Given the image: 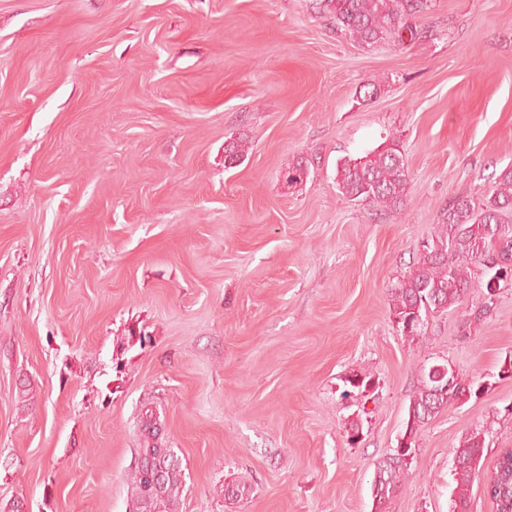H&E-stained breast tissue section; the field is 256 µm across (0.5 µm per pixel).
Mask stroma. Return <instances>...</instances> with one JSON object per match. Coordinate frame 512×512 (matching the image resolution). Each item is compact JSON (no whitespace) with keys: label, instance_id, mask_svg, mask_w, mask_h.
Listing matches in <instances>:
<instances>
[{"label":"stroma","instance_id":"35a3bbf8","mask_svg":"<svg viewBox=\"0 0 512 512\" xmlns=\"http://www.w3.org/2000/svg\"><path fill=\"white\" fill-rule=\"evenodd\" d=\"M415 25L365 47L316 0H0V512H133L148 413L180 464L175 512H452L472 430L469 512H495L512 285L414 343L388 291L440 210L512 164V0H431ZM392 141L407 205L346 199L337 162ZM433 363L491 387L422 428L377 505ZM230 481L251 494L225 501ZM484 448V437L480 432H468L455 450L456 468L454 470L453 488L454 512H468L469 491L476 477V468Z\"/></svg>","mask_w":512,"mask_h":512}]
</instances>
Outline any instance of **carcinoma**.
<instances>
[{"mask_svg": "<svg viewBox=\"0 0 512 512\" xmlns=\"http://www.w3.org/2000/svg\"><path fill=\"white\" fill-rule=\"evenodd\" d=\"M336 30L362 46L403 43L404 31H414L412 20L429 7V0H320ZM309 167L298 162L285 172L288 187L303 183ZM336 186L349 200L376 209H398L407 203L409 173L403 153L391 143L365 155L340 161ZM512 269V166L505 167L482 199L459 196L440 213L434 232L421 245L416 262L390 289V319L399 335L413 341L424 335L429 318L475 296L467 323H479L492 314L496 300L490 288L499 270ZM453 400L438 395L432 382L420 384L410 398L401 437H410L403 452L390 451L376 466L374 484L379 500L398 492L417 464L416 439L429 421ZM484 448L481 433L471 431L455 450L454 512H468L469 491ZM489 496L496 512H512V451L500 454ZM133 512H168L180 493L179 463L169 448L157 444L152 416L142 424L140 448L128 475Z\"/></svg>", "mask_w": 512, "mask_h": 512, "instance_id": "obj_1", "label": "carcinoma"}]
</instances>
